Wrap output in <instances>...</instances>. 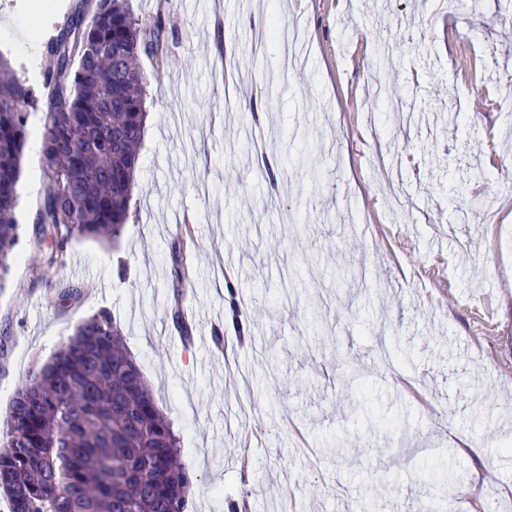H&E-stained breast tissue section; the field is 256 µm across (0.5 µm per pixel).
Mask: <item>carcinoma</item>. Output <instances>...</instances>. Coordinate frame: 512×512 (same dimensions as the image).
Masks as SVG:
<instances>
[{
	"label": "carcinoma",
	"mask_w": 512,
	"mask_h": 512,
	"mask_svg": "<svg viewBox=\"0 0 512 512\" xmlns=\"http://www.w3.org/2000/svg\"><path fill=\"white\" fill-rule=\"evenodd\" d=\"M161 18L127 0H80L43 49L40 95L0 56V283L16 255L18 184L28 108H45L41 162L48 190L35 234L66 266L75 238L116 242L129 218L144 135L145 55L164 62ZM461 73L478 72L460 42ZM174 290L173 323L189 328ZM181 440L155 402L120 327L82 319L16 389L0 428V493L10 512H185L192 485Z\"/></svg>",
	"instance_id": "carcinoma-1"
}]
</instances>
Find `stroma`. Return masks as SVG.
<instances>
[{
	"instance_id": "35a3bbf8",
	"label": "stroma",
	"mask_w": 512,
	"mask_h": 512,
	"mask_svg": "<svg viewBox=\"0 0 512 512\" xmlns=\"http://www.w3.org/2000/svg\"><path fill=\"white\" fill-rule=\"evenodd\" d=\"M76 4L0 0V55L41 59ZM128 6L167 31L164 65L141 60L130 217L118 245L74 239L66 267L44 266L48 181L25 145L0 422L32 365L105 311L181 436L186 512H512V0ZM273 27L300 32L298 70L259 41ZM451 29L475 54L491 44L495 110L457 79ZM384 77L403 113L373 97ZM269 137L275 183L256 158ZM227 280L247 335L226 320ZM64 287L79 299L59 305ZM449 468L471 495L440 483Z\"/></svg>"
}]
</instances>
